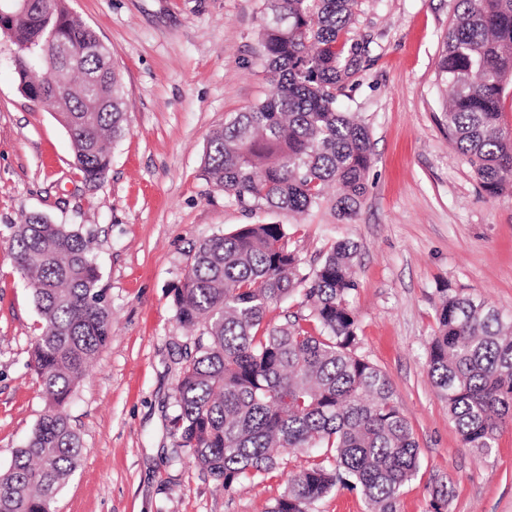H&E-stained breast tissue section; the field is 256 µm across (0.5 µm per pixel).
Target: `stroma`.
Listing matches in <instances>:
<instances>
[{"label":"stroma","instance_id":"1","mask_svg":"<svg viewBox=\"0 0 512 512\" xmlns=\"http://www.w3.org/2000/svg\"><path fill=\"white\" fill-rule=\"evenodd\" d=\"M457 0H358L366 60L348 89L373 142L367 193L342 224L329 206L299 218L248 211L202 176L210 135L272 87L260 55L263 0H67L111 49L127 126L97 188L73 166L52 107L22 94L15 45L0 37V471L45 411L31 352L40 317L9 248L39 212L92 234L112 337L68 406L83 457L51 512H267L282 478L225 493L172 427L195 333L174 292L193 249L241 224H289L302 270L342 237L360 245L350 297L359 350L390 377L420 448L400 512H512V429L465 447L427 374L442 287L512 312V189L491 198L448 141L436 62Z\"/></svg>","mask_w":512,"mask_h":512}]
</instances>
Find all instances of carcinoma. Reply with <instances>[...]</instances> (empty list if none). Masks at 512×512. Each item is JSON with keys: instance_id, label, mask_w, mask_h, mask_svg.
Masks as SVG:
<instances>
[{"instance_id": "cac0c4a2", "label": "carcinoma", "mask_w": 512, "mask_h": 512, "mask_svg": "<svg viewBox=\"0 0 512 512\" xmlns=\"http://www.w3.org/2000/svg\"><path fill=\"white\" fill-rule=\"evenodd\" d=\"M357 0H265L263 57L272 90L209 138L204 179L244 208L305 214L323 203L340 221L360 208L372 166L371 135L340 96L355 75L350 37ZM437 76L446 87L448 139L495 198L512 188V131L501 101L512 88V0H457ZM0 0V36L21 91L49 101L73 165L97 186L109 145L125 130L117 68L103 57L58 62L51 33L101 46L67 0ZM9 247L31 283L41 326L32 362L47 411L0 472V512H50L78 467L82 444L67 406L108 343L112 312L100 287L92 238L41 213L12 226ZM360 245L336 240L308 274L288 245V225L242 224L199 244L175 289L177 320L201 330L176 386L173 427L194 462L231 493L277 472L284 452L317 455L285 479L269 512H314L336 486L358 492L369 512H399L419 467V445L389 376L358 352L349 297ZM285 323L268 314L288 300ZM427 371L464 446L488 450L512 427V316L484 300L441 290Z\"/></svg>"}]
</instances>
